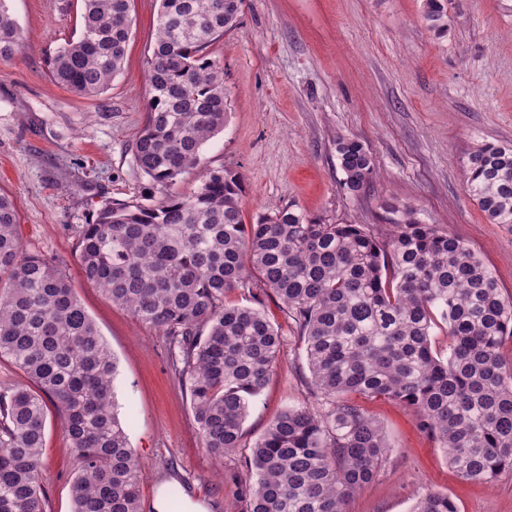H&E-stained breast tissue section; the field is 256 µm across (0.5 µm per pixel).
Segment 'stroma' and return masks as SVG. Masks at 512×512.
Masks as SVG:
<instances>
[{
	"label": "stroma",
	"instance_id": "1",
	"mask_svg": "<svg viewBox=\"0 0 512 512\" xmlns=\"http://www.w3.org/2000/svg\"><path fill=\"white\" fill-rule=\"evenodd\" d=\"M445 31L422 18V0H245L239 22L208 49L224 69L227 114L178 180L193 190L207 170L240 178L242 219L294 206L326 224L384 226L406 205L423 223L462 239L512 297V229L487 223L470 196L466 162L484 143L512 144V0H442ZM28 48L0 63V191L13 199L28 251L62 260L76 295L114 354L115 403L142 467L141 512L158 487L181 480L209 512H240L231 477L249 448L291 405L311 401L304 344L276 297L267 318L285 342L278 366L224 460L202 448L185 388L170 366L169 338L136 321L87 282L79 231L105 202L135 197L143 180L131 144L147 120V60L159 0H131L123 71L87 96L50 76L55 50L76 38L81 0H9ZM359 140L373 158L365 189L343 184L336 146ZM356 402L392 451L347 512H411L418 496L448 494L459 512H512V472L491 484L457 477L445 449L415 413L383 398ZM78 471L55 407L47 409L41 483L46 512H73Z\"/></svg>",
	"mask_w": 512,
	"mask_h": 512
}]
</instances>
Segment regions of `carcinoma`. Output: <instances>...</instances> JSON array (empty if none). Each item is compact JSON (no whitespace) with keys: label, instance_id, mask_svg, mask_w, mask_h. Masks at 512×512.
<instances>
[{"label":"carcinoma","instance_id":"cac0c4a2","mask_svg":"<svg viewBox=\"0 0 512 512\" xmlns=\"http://www.w3.org/2000/svg\"><path fill=\"white\" fill-rule=\"evenodd\" d=\"M245 0H159L147 60L148 118L131 146L145 186L82 225L83 277L136 320L170 338L171 367L188 389L202 448L217 460L240 447L242 425L275 372L285 338L261 309L272 294L305 344L319 406H291L251 446L233 475L241 512H346L391 447L348 395L412 407L446 449L456 475L492 483L512 471V300L459 237L390 205L381 238L357 224H324L291 206L242 221L239 178L210 170L187 193L179 177L202 162L224 128V69L205 50L238 23ZM440 0H423L432 28ZM130 0H83L78 36L50 59L52 79L82 95L122 70ZM27 42L0 0V62ZM344 186L361 191L373 159L337 143ZM467 187L491 224L512 228V146L485 143L467 159ZM242 289L251 305L226 295ZM447 328L448 356L432 329ZM33 382L0 392V512H46L41 486L47 414L55 404L78 462L73 512H139L140 462L115 411L116 360L78 300L63 263L29 252L12 199L0 193V359ZM411 512H458L428 492Z\"/></svg>","mask_w":512,"mask_h":512}]
</instances>
